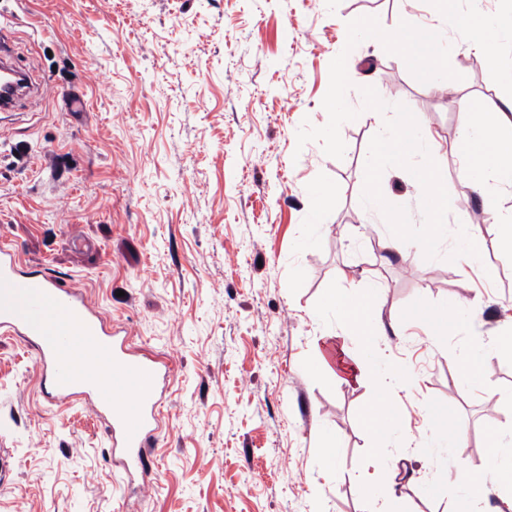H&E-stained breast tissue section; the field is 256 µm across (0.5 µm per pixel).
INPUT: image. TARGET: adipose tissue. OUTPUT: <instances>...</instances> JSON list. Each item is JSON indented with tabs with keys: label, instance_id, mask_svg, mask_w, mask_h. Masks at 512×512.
Here are the masks:
<instances>
[{
	"label": "adipose tissue",
	"instance_id": "1",
	"mask_svg": "<svg viewBox=\"0 0 512 512\" xmlns=\"http://www.w3.org/2000/svg\"><path fill=\"white\" fill-rule=\"evenodd\" d=\"M465 111L493 110L497 127L476 125L466 128L463 138L471 147L468 165L463 175L468 180L482 184L493 181L501 185H512V139L505 141L499 136L500 128L512 131V96L494 102L468 99L463 103ZM375 289L361 292H344L332 297L324 306L325 311L345 317L350 323L360 326L368 321L370 312L376 308Z\"/></svg>",
	"mask_w": 512,
	"mask_h": 512
}]
</instances>
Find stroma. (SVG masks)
<instances>
[{"label": "stroma", "instance_id": "stroma-1", "mask_svg": "<svg viewBox=\"0 0 512 512\" xmlns=\"http://www.w3.org/2000/svg\"><path fill=\"white\" fill-rule=\"evenodd\" d=\"M361 16L426 29L437 11L428 0H0L8 60L36 87L0 122V239L77 286L168 372L144 478L117 465L91 405L49 403L34 356L0 334V448L14 468L0 512H369L364 485L405 512H451L457 475L479 472L493 431L512 430V358L491 354L476 381L457 379L472 343L512 334V254L499 247L512 187L461 177L469 115L369 38L350 53L360 115L341 127L343 158L297 143L302 122L327 123L330 63ZM447 42L460 97L502 96L469 41L452 29ZM364 86L436 139L448 223L478 226L480 265L450 235L432 260L416 243L395 249L383 215L364 209L385 121L362 110ZM317 186L328 198L314 226ZM380 186L422 224V187L404 168ZM369 287L380 293L364 327L322 312ZM460 301L473 317L438 333L416 317ZM321 343L334 370L318 365ZM366 356L380 371L348 380ZM398 364L411 372L404 390L391 384ZM375 406L402 433L371 428ZM435 409L464 428L457 447H423Z\"/></svg>", "mask_w": 512, "mask_h": 512}]
</instances>
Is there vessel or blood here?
<instances>
[{"label":"vessel or blood","instance_id":"1","mask_svg":"<svg viewBox=\"0 0 512 512\" xmlns=\"http://www.w3.org/2000/svg\"><path fill=\"white\" fill-rule=\"evenodd\" d=\"M0 332L34 351L51 403L96 402L124 470H144L162 403L161 369L133 354L124 337L77 287L25 269L12 243L0 242ZM112 374L104 394L100 375Z\"/></svg>","mask_w":512,"mask_h":512}]
</instances>
